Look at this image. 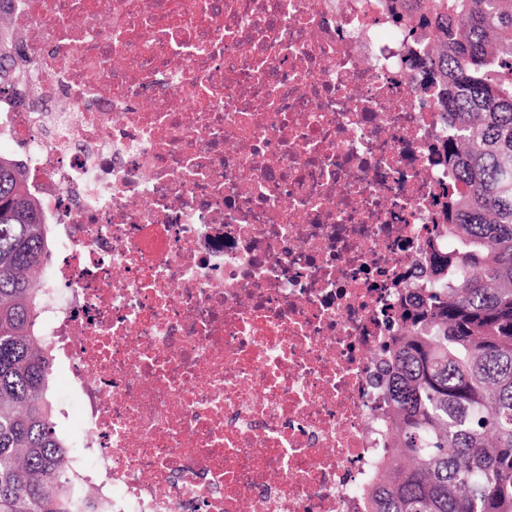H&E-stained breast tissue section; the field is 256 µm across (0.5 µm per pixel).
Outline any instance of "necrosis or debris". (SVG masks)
<instances>
[{
    "mask_svg": "<svg viewBox=\"0 0 512 512\" xmlns=\"http://www.w3.org/2000/svg\"><path fill=\"white\" fill-rule=\"evenodd\" d=\"M0 145L112 512H367L391 308L448 200L380 0H0Z\"/></svg>",
    "mask_w": 512,
    "mask_h": 512,
    "instance_id": "1",
    "label": "necrosis or debris"
}]
</instances>
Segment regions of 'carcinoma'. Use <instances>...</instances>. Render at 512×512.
<instances>
[{
    "label": "carcinoma",
    "mask_w": 512,
    "mask_h": 512,
    "mask_svg": "<svg viewBox=\"0 0 512 512\" xmlns=\"http://www.w3.org/2000/svg\"><path fill=\"white\" fill-rule=\"evenodd\" d=\"M420 50L456 187L427 275L377 375L388 403L368 512H512V0H385ZM0 13V60L15 37ZM53 225L24 163L0 154V512H109L71 466L48 398L41 272Z\"/></svg>",
    "instance_id": "cac0c4a2"
}]
</instances>
